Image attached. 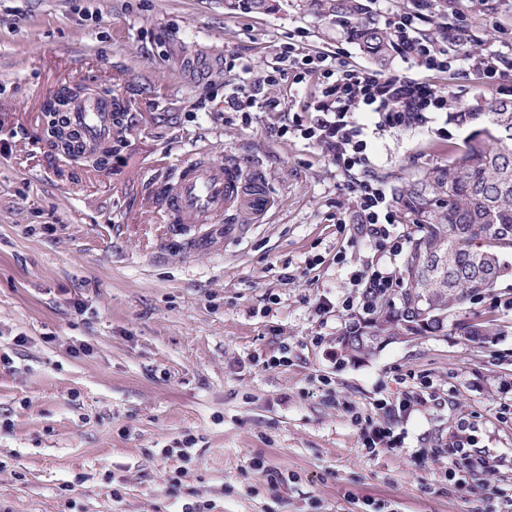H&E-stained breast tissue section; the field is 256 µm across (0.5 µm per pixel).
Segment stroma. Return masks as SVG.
<instances>
[{"label": "stroma", "mask_w": 512, "mask_h": 512, "mask_svg": "<svg viewBox=\"0 0 512 512\" xmlns=\"http://www.w3.org/2000/svg\"><path fill=\"white\" fill-rule=\"evenodd\" d=\"M274 2L0 0V512H512V463L464 488L448 480L460 421L479 447L512 454V278L466 314L495 320L496 335L452 328L344 356L336 340L363 316L344 305L350 274L372 254L343 221L344 176L277 133L320 82L285 74L268 92L277 108L248 120L225 109L224 85L244 66L270 71L297 32L307 51L376 64L297 0ZM438 5L464 14L476 45L512 42V0ZM434 81L481 111L476 77ZM75 84L127 108L105 168L38 140L45 104ZM470 131L387 135L379 173L401 186ZM198 156L259 172L263 219L230 211L171 235L155 190ZM208 231L219 248L190 250ZM412 391V410H378ZM355 413L402 432L403 447L367 450ZM187 435L191 461L160 456Z\"/></svg>", "instance_id": "stroma-1"}]
</instances>
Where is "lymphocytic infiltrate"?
I'll return each mask as SVG.
<instances>
[{
  "label": "lymphocytic infiltrate",
  "instance_id": "obj_1",
  "mask_svg": "<svg viewBox=\"0 0 512 512\" xmlns=\"http://www.w3.org/2000/svg\"><path fill=\"white\" fill-rule=\"evenodd\" d=\"M375 10L390 29L393 50L408 69L423 72L449 71L477 74L484 88L512 96V43H492L481 50L470 46L465 26L449 22L431 0H416L414 6L395 11L388 0H372ZM281 61L295 69L297 81L321 77V90L308 103L305 114L292 127H279V135L293 131L322 150L347 180L352 197L348 223L359 225L362 240L380 257L379 263L353 274L351 285L359 289L363 311L398 286L394 270L385 260L402 253L406 239L398 226L405 216L395 206L393 195L378 173L379 143L388 132L433 131L448 118L446 87L407 76L406 72H371L337 62L331 52L303 53L296 43L284 44ZM276 72L253 78L239 77L224 94V104L234 112L269 107V87ZM453 447L462 451L461 470L450 476L466 486L471 475L490 466L489 453L475 449L469 424L458 425Z\"/></svg>",
  "mask_w": 512,
  "mask_h": 512
}]
</instances>
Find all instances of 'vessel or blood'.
Segmentation results:
<instances>
[{
  "label": "vessel or blood",
  "instance_id": "b4317fda",
  "mask_svg": "<svg viewBox=\"0 0 512 512\" xmlns=\"http://www.w3.org/2000/svg\"><path fill=\"white\" fill-rule=\"evenodd\" d=\"M71 120L83 128L88 139L110 135L112 112L109 102L94 100L73 112ZM162 213L173 233L189 224H208L229 209H246L261 216L269 199L260 179L250 178L233 162H217L199 156L181 165L174 182L161 193Z\"/></svg>",
  "mask_w": 512,
  "mask_h": 512
}]
</instances>
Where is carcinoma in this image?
Returning a JSON list of instances; mask_svg holds the SVG:
<instances>
[{
    "label": "carcinoma",
    "mask_w": 512,
    "mask_h": 512,
    "mask_svg": "<svg viewBox=\"0 0 512 512\" xmlns=\"http://www.w3.org/2000/svg\"><path fill=\"white\" fill-rule=\"evenodd\" d=\"M317 16L354 35L361 50L378 63L392 50V33L379 26L361 0H310ZM486 112L487 124L460 144L448 146V163L394 192L411 224V247L402 273L406 287L380 298L362 322L347 331L352 359L376 350L380 336L438 335L453 326L465 336H493L492 321L477 327L456 313L512 276V106Z\"/></svg>",
    "instance_id": "1"
}]
</instances>
